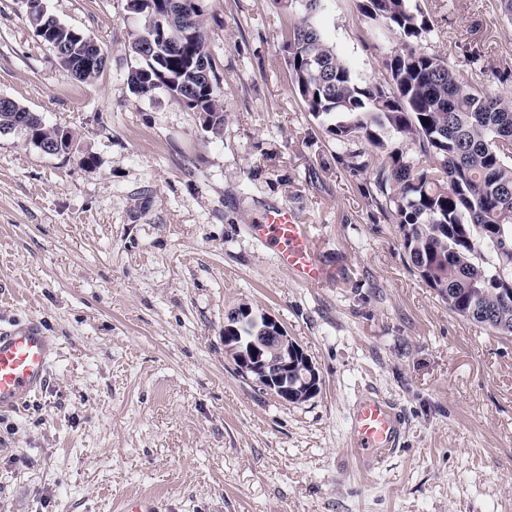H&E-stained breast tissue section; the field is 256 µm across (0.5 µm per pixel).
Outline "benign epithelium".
Instances as JSON below:
<instances>
[{
	"instance_id": "7a95c632",
	"label": "benign epithelium",
	"mask_w": 512,
	"mask_h": 512,
	"mask_svg": "<svg viewBox=\"0 0 512 512\" xmlns=\"http://www.w3.org/2000/svg\"><path fill=\"white\" fill-rule=\"evenodd\" d=\"M37 8L45 10L42 3L37 7L32 2L27 3V12L35 25V31L51 40V46L61 60H70L72 53H70L68 43L55 36L56 30L40 22L38 14L35 12ZM232 317L243 324L247 323L250 318L257 323L260 321L264 323V326L260 327L263 335L248 336L244 343L240 341L226 346L229 355L236 356L239 370L264 389L275 393L282 399L288 398L290 396L288 382L284 381V377L288 376V370L291 368L289 351L292 350V339L276 319L267 314L259 316L246 306L236 309ZM269 351L273 353L271 359L265 357V353Z\"/></svg>"
}]
</instances>
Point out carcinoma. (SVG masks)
I'll use <instances>...</instances> for the list:
<instances>
[{"label":"carcinoma","mask_w":512,"mask_h":512,"mask_svg":"<svg viewBox=\"0 0 512 512\" xmlns=\"http://www.w3.org/2000/svg\"><path fill=\"white\" fill-rule=\"evenodd\" d=\"M324 2L290 0L304 13L284 45L296 93L337 141L373 147L367 161L362 150L351 151L352 165L372 166L368 196L396 224L409 267L448 311L511 338L512 97L417 48L431 22L412 0H360L365 17L403 40L385 62V84L361 81L311 22ZM138 13L148 23L130 45L140 61L128 75L131 93L145 98L164 90L199 114L203 131L220 136V78L201 8L194 0H141ZM71 44L76 67L70 73L95 80L103 66L81 67L86 44L81 38ZM16 130L36 147L61 135L66 149L73 144L70 132L12 100L0 109V133ZM387 132L407 147L389 144ZM298 371L290 375L293 403L319 388L300 382Z\"/></svg>","instance_id":"carcinoma-1"}]
</instances>
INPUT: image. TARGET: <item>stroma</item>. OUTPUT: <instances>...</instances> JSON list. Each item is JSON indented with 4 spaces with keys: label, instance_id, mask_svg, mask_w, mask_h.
I'll use <instances>...</instances> for the list:
<instances>
[{
    "label": "stroma",
    "instance_id": "stroma-1",
    "mask_svg": "<svg viewBox=\"0 0 512 512\" xmlns=\"http://www.w3.org/2000/svg\"><path fill=\"white\" fill-rule=\"evenodd\" d=\"M360 0L315 20L364 81H383L399 36ZM422 50L488 84L512 71L497 0H420ZM105 51L74 79L0 0V96L69 130L49 155L0 133V320L55 336L47 388L0 412V512H512V339L454 314L414 273L372 204L371 168L298 97L284 45L302 12L280 0H201L224 129L202 130L169 94L127 77L145 18L127 0H44ZM98 164H82L83 154ZM285 205L308 224L322 286L297 282L249 226ZM276 318L317 368L290 403L238 372L224 323ZM372 390L401 410L400 450L364 476L349 414Z\"/></svg>",
    "mask_w": 512,
    "mask_h": 512
}]
</instances>
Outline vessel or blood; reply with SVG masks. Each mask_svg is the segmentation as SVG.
I'll return each mask as SVG.
<instances>
[{"mask_svg": "<svg viewBox=\"0 0 512 512\" xmlns=\"http://www.w3.org/2000/svg\"><path fill=\"white\" fill-rule=\"evenodd\" d=\"M254 237L274 251L281 267L306 286L321 285L319 264L308 227L286 207L265 212L253 224ZM57 352L54 336L37 319L0 323V412L19 409L45 388ZM401 420L385 398L366 394L350 413V447L357 465L367 473L396 450Z\"/></svg>", "mask_w": 512, "mask_h": 512, "instance_id": "vessel-or-blood-1", "label": "vessel or blood"}]
</instances>
